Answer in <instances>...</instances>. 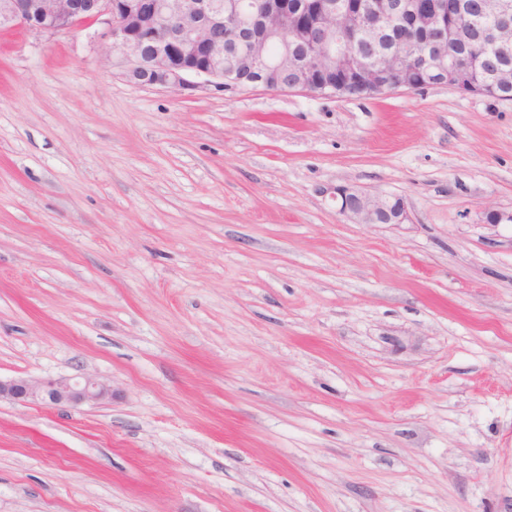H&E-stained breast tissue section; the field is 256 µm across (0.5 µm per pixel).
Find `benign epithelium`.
<instances>
[{
  "instance_id": "obj_1",
  "label": "benign epithelium",
  "mask_w": 512,
  "mask_h": 512,
  "mask_svg": "<svg viewBox=\"0 0 512 512\" xmlns=\"http://www.w3.org/2000/svg\"><path fill=\"white\" fill-rule=\"evenodd\" d=\"M312 8L288 9V0H0V28L21 26L37 35L69 32L86 21L101 22L107 62L140 86L177 91L211 86L221 91L260 87L334 96L350 90L377 96L394 90L444 86L481 94L509 83L464 80L466 67L448 45V6L422 0H310ZM485 13L512 15V0H486ZM404 22L424 39L403 37L379 45L387 25ZM305 59L288 78L292 40ZM493 50L512 47V22L497 26ZM339 214L358 224H410L400 197L371 195L349 185L328 186ZM112 397V386L92 377L0 379V400L77 408Z\"/></svg>"
}]
</instances>
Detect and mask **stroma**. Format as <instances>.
Masks as SVG:
<instances>
[{
  "instance_id": "1",
  "label": "stroma",
  "mask_w": 512,
  "mask_h": 512,
  "mask_svg": "<svg viewBox=\"0 0 512 512\" xmlns=\"http://www.w3.org/2000/svg\"><path fill=\"white\" fill-rule=\"evenodd\" d=\"M0 30V512H512V101L128 82ZM402 197L356 224L321 194ZM112 398V386L92 377L29 379L24 377L2 380L0 400L46 407H69Z\"/></svg>"
}]
</instances>
